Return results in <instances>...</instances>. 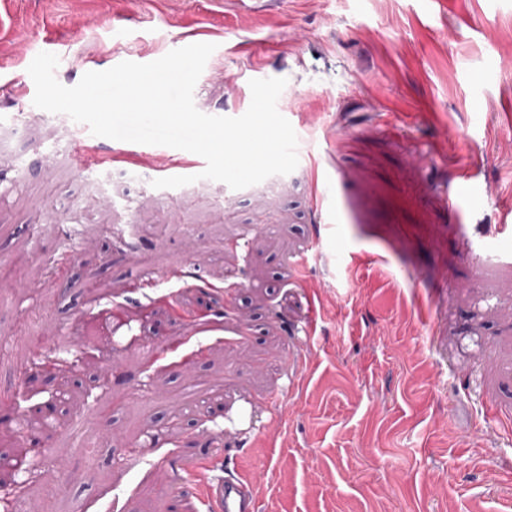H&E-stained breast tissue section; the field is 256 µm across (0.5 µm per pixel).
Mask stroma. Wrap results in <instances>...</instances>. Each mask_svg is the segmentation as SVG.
I'll return each mask as SVG.
<instances>
[{
    "mask_svg": "<svg viewBox=\"0 0 512 512\" xmlns=\"http://www.w3.org/2000/svg\"><path fill=\"white\" fill-rule=\"evenodd\" d=\"M512 0H0V512H512ZM202 31L204 113L283 78L270 195L36 108ZM88 150L76 171L72 156ZM131 205L92 195L108 169ZM329 186V209L313 206ZM457 198L449 206V198ZM193 392H186L187 382ZM114 189L123 199L137 197L141 192L139 182L127 170H108L104 191L112 196ZM252 478L239 474L219 476L209 484L202 503L207 512H257Z\"/></svg>",
    "mask_w": 512,
    "mask_h": 512,
    "instance_id": "stroma-1",
    "label": "stroma"
}]
</instances>
